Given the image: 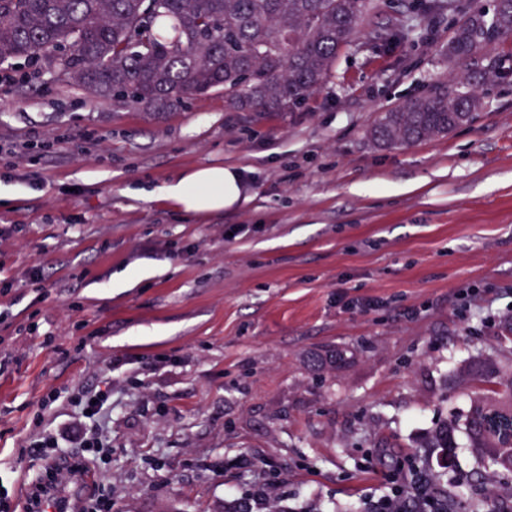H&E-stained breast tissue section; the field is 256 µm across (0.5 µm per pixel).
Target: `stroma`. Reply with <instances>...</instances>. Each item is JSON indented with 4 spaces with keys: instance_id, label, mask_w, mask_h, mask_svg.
<instances>
[{
    "instance_id": "stroma-1",
    "label": "stroma",
    "mask_w": 512,
    "mask_h": 512,
    "mask_svg": "<svg viewBox=\"0 0 512 512\" xmlns=\"http://www.w3.org/2000/svg\"><path fill=\"white\" fill-rule=\"evenodd\" d=\"M477 3L492 0H459L452 17L376 0L293 112H228L219 92L151 113L49 71L0 84L11 512L45 475L30 443L91 427L76 400L107 382L110 451L72 494L111 495L112 512H353L389 485L385 445L466 412L464 394L442 396L471 361L500 359L512 314V39L454 67L444 55ZM392 28L390 45L375 38ZM467 81L470 123L394 149L370 141L382 112ZM207 165L235 166L251 202L196 217L161 199ZM340 292L380 305L346 309Z\"/></svg>"
}]
</instances>
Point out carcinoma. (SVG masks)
I'll return each mask as SVG.
<instances>
[{"mask_svg": "<svg viewBox=\"0 0 512 512\" xmlns=\"http://www.w3.org/2000/svg\"><path fill=\"white\" fill-rule=\"evenodd\" d=\"M406 11L454 12L455 0H407ZM374 0H0V68L20 62L47 70L95 99L166 112L224 91L227 112H292L320 90L338 53L359 34ZM512 38V0H495L458 24L448 64ZM474 91L420 96L381 113L368 136L388 148L445 136L470 122ZM469 409L401 457L430 474L424 501L406 512H448V449L464 427L479 462H496L498 482L512 484V375L492 362L464 373Z\"/></svg>", "mask_w": 512, "mask_h": 512, "instance_id": "carcinoma-1", "label": "carcinoma"}]
</instances>
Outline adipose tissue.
<instances>
[{"mask_svg":"<svg viewBox=\"0 0 512 512\" xmlns=\"http://www.w3.org/2000/svg\"><path fill=\"white\" fill-rule=\"evenodd\" d=\"M161 197L175 209L191 215L234 210L250 199L242 175L221 165L185 171L164 187Z\"/></svg>","mask_w":512,"mask_h":512,"instance_id":"1","label":"adipose tissue"}]
</instances>
